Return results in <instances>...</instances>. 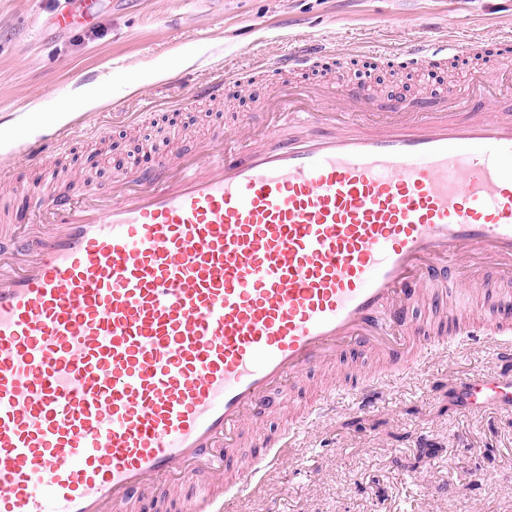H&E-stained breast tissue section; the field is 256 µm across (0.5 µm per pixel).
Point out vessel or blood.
I'll return each mask as SVG.
<instances>
[{
	"instance_id": "vessel-or-blood-1",
	"label": "vessel or blood",
	"mask_w": 512,
	"mask_h": 512,
	"mask_svg": "<svg viewBox=\"0 0 512 512\" xmlns=\"http://www.w3.org/2000/svg\"><path fill=\"white\" fill-rule=\"evenodd\" d=\"M323 48L278 63L306 70ZM437 65L471 42L408 46ZM497 72L454 97L376 103L366 87L287 85L264 133H232L75 196L27 235L0 227V512H139L196 477L193 512L282 459L300 427L366 411L437 350L492 342L465 405L512 408V106ZM227 75L194 96L224 97ZM483 257L497 305L463 303ZM368 358L266 444L312 371Z\"/></svg>"
}]
</instances>
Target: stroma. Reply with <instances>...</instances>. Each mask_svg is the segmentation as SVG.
Listing matches in <instances>:
<instances>
[{
    "instance_id": "35a3bbf8",
    "label": "stroma",
    "mask_w": 512,
    "mask_h": 512,
    "mask_svg": "<svg viewBox=\"0 0 512 512\" xmlns=\"http://www.w3.org/2000/svg\"><path fill=\"white\" fill-rule=\"evenodd\" d=\"M72 29L54 22L64 10ZM440 45L512 39V0H0V124L58 106L82 109L78 90L108 80L113 101L83 111L80 136L44 158L58 192L112 183L152 149L153 161L202 153L237 114L262 126L255 87L362 84L378 98L466 88L473 64L431 69L402 49L422 35ZM334 51L301 74L273 70L310 44ZM222 66L234 77L222 104L192 95ZM138 89L124 93L125 81ZM0 198L26 204L38 179L22 154ZM490 343L438 352L391 387L374 410L337 412L303 430L280 465L262 472L224 512H512V409L463 408L457 379L498 371Z\"/></svg>"
}]
</instances>
